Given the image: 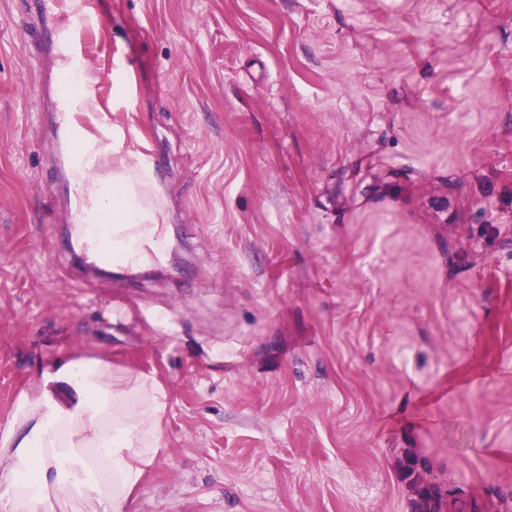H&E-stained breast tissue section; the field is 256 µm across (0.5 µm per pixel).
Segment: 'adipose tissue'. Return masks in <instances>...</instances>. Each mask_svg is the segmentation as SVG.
I'll return each instance as SVG.
<instances>
[{
  "instance_id": "obj_1",
  "label": "adipose tissue",
  "mask_w": 512,
  "mask_h": 512,
  "mask_svg": "<svg viewBox=\"0 0 512 512\" xmlns=\"http://www.w3.org/2000/svg\"><path fill=\"white\" fill-rule=\"evenodd\" d=\"M151 173L135 155L77 156L73 188L97 210L113 264L137 269L160 259L168 230ZM168 391L156 378L113 381L98 358L55 360L22 393L0 428V512H56L77 499L88 512H133L131 493L165 446L160 425Z\"/></svg>"
}]
</instances>
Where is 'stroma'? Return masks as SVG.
I'll use <instances>...</instances> for the list:
<instances>
[{"mask_svg":"<svg viewBox=\"0 0 512 512\" xmlns=\"http://www.w3.org/2000/svg\"><path fill=\"white\" fill-rule=\"evenodd\" d=\"M69 0H0V428L37 369L168 390L135 512H512V0H98L161 261L104 310L48 161Z\"/></svg>","mask_w":512,"mask_h":512,"instance_id":"obj_1","label":"stroma"}]
</instances>
